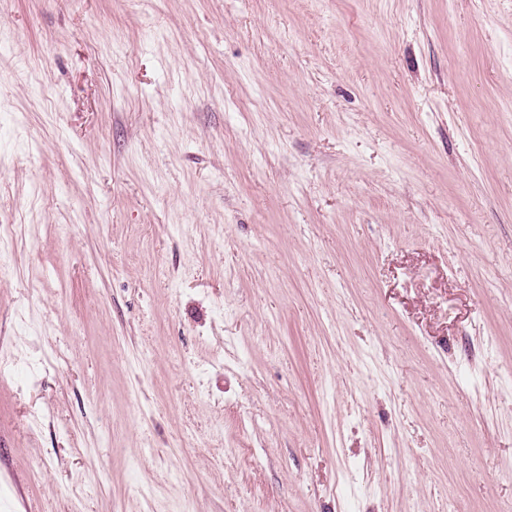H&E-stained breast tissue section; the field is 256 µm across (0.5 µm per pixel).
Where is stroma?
Listing matches in <instances>:
<instances>
[{
	"label": "stroma",
	"instance_id": "1",
	"mask_svg": "<svg viewBox=\"0 0 512 512\" xmlns=\"http://www.w3.org/2000/svg\"><path fill=\"white\" fill-rule=\"evenodd\" d=\"M1 232L39 512H512V0H0Z\"/></svg>",
	"mask_w": 512,
	"mask_h": 512
}]
</instances>
